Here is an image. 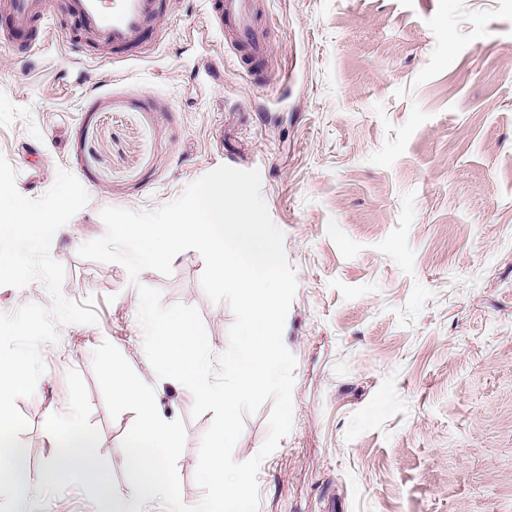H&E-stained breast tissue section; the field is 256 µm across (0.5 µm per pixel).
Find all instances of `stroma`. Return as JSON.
I'll return each instance as SVG.
<instances>
[{
    "label": "stroma",
    "mask_w": 512,
    "mask_h": 512,
    "mask_svg": "<svg viewBox=\"0 0 512 512\" xmlns=\"http://www.w3.org/2000/svg\"><path fill=\"white\" fill-rule=\"evenodd\" d=\"M29 57L0 45V155L36 198L71 172L87 205L51 244L63 295L96 312L41 348L18 399L27 479L43 512H94L49 491L43 425L86 386L98 454L127 485L92 354L110 341L181 420L180 496L199 500L212 415L157 379L123 266L81 258L106 207L155 210L225 164L259 170L297 289L284 344L297 359L293 423L258 472L259 512H512V0H266L264 63L243 60L206 0H166L153 49L91 39L63 0ZM289 82H282V74ZM202 256L141 272L164 304L196 307L214 353L233 314L200 285Z\"/></svg>",
    "instance_id": "obj_1"
}]
</instances>
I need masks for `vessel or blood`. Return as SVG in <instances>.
I'll return each instance as SVG.
<instances>
[{"label":"vessel or blood","instance_id":"obj_1","mask_svg":"<svg viewBox=\"0 0 512 512\" xmlns=\"http://www.w3.org/2000/svg\"><path fill=\"white\" fill-rule=\"evenodd\" d=\"M51 6L52 0H0L8 16L7 28L0 30V41L12 44L29 34L36 20L48 16ZM256 8V0H220L212 18L233 50L248 60H260L267 54V41L253 23ZM70 9L98 42L122 48L145 41L156 20L158 4L157 0H117L107 10L102 0H71Z\"/></svg>","mask_w":512,"mask_h":512}]
</instances>
